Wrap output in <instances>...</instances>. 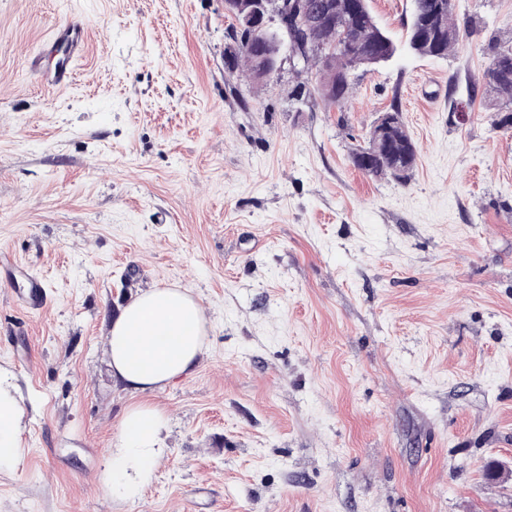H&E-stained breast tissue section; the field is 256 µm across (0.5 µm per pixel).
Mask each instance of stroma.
<instances>
[{"instance_id":"obj_1","label":"stroma","mask_w":512,"mask_h":512,"mask_svg":"<svg viewBox=\"0 0 512 512\" xmlns=\"http://www.w3.org/2000/svg\"><path fill=\"white\" fill-rule=\"evenodd\" d=\"M397 43L345 107L315 75L227 74L223 0H0V370L22 407L0 512H512V128L481 76L512 0H455L442 58L405 43L412 0H369ZM76 15L75 80L28 57ZM398 109L406 181L356 169ZM201 306L193 375L137 391L107 336L144 291ZM167 418L136 497L104 482L124 413ZM43 279L35 272L25 276V287L16 292L18 302L30 310H39L46 303Z\"/></svg>"}]
</instances>
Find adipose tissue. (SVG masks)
Returning <instances> with one entry per match:
<instances>
[{
  "label": "adipose tissue",
  "instance_id": "obj_1",
  "mask_svg": "<svg viewBox=\"0 0 512 512\" xmlns=\"http://www.w3.org/2000/svg\"><path fill=\"white\" fill-rule=\"evenodd\" d=\"M205 320L197 301L178 288H157L129 302L108 336L113 375L136 390L160 389L192 375L205 349ZM22 408L0 375V467L20 455ZM165 423L156 407H130L121 422L119 444L108 467L114 490L135 495L134 477L148 476L156 462L157 436Z\"/></svg>",
  "mask_w": 512,
  "mask_h": 512
}]
</instances>
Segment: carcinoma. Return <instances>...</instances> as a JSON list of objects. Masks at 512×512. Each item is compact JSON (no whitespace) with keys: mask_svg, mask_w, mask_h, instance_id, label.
I'll list each match as a JSON object with an SVG mask.
<instances>
[{"mask_svg":"<svg viewBox=\"0 0 512 512\" xmlns=\"http://www.w3.org/2000/svg\"><path fill=\"white\" fill-rule=\"evenodd\" d=\"M333 22L310 19L294 31V42L307 48L319 45L335 47L330 56L310 55L319 72L327 75L320 83L329 101L342 105L351 88V75L359 68H374L388 62L395 45L378 25L368 0H330ZM454 0H413V12L407 25L408 45L427 56L448 55L462 38L460 26L453 18ZM481 79L486 91L496 100L503 113L499 123L512 126V46L495 42ZM256 49L238 51L233 43L225 47L224 63L239 69L248 67L253 78L261 80L265 62L256 59ZM416 146L408 135L400 113L391 115L387 127H372L365 144L352 153L354 166L370 178L409 176L416 162Z\"/></svg>","mask_w":512,"mask_h":512,"instance_id":"1","label":"carcinoma"}]
</instances>
